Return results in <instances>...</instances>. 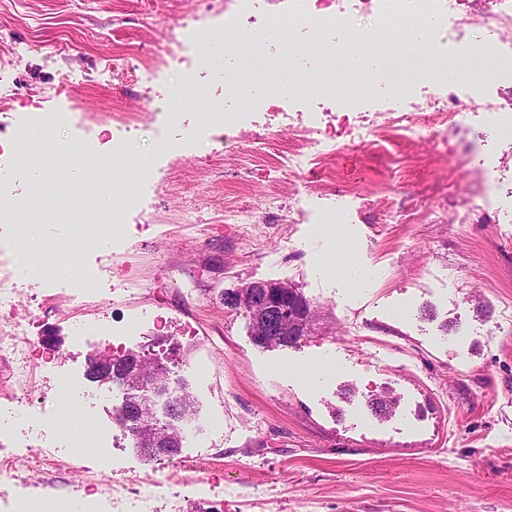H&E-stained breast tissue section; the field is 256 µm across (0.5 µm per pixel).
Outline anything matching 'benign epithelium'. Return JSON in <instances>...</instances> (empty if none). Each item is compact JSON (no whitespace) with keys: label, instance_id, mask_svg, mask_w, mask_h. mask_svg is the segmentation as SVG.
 <instances>
[{"label":"benign epithelium","instance_id":"1","mask_svg":"<svg viewBox=\"0 0 512 512\" xmlns=\"http://www.w3.org/2000/svg\"><path fill=\"white\" fill-rule=\"evenodd\" d=\"M236 307L250 318V324L260 323L274 334L288 331L292 335H305L310 332V317L294 306H283L274 299L270 287L264 284H250L240 291ZM125 370L126 396L117 409L116 419L122 425L135 422L141 431L140 451L147 456H169L175 431L169 426L154 423L155 414L145 413L154 405V398H165V412L172 421L181 420L180 404L173 398L168 370L163 365L149 360L146 355L126 352L119 357L97 353L89 359V375L104 382L112 381V370L122 365Z\"/></svg>","mask_w":512,"mask_h":512}]
</instances>
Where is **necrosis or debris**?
Listing matches in <instances>:
<instances>
[{
	"label": "necrosis or debris",
	"instance_id": "obj_1",
	"mask_svg": "<svg viewBox=\"0 0 512 512\" xmlns=\"http://www.w3.org/2000/svg\"><path fill=\"white\" fill-rule=\"evenodd\" d=\"M211 18L216 19V26L231 40L275 50L290 43L303 56L314 57L319 62L334 56L335 47L344 36L362 45L374 42L377 32L382 31L401 42L428 36L441 27L446 40L456 41L466 30L473 29L477 32L476 43L492 46L493 60L504 70L512 71V0H195L191 21L183 24L181 36L164 40L155 63L137 65L125 58L112 62L113 79L132 86L153 78L158 68L174 72L165 96L148 107L150 118L173 114L187 96L193 95L197 74L214 67L216 48L211 31L216 26H208ZM227 76V84L206 89L203 126L187 139L155 136L150 150L135 164L111 168V178L80 185H66L60 166L40 168V180L32 187L29 197L15 199L12 207L5 208L1 202L9 198L12 163L27 156L36 134L62 125L66 116L64 110H45L38 106L21 113L11 134L0 137V223H9L11 212L34 208L43 191L60 187L67 196L90 202L92 227L85 241L91 246H104L110 240L108 228L123 223L126 208L142 200L146 176L164 170L166 162H179L189 152L203 147L208 131L228 130L246 123L258 112L274 117L302 113L328 92L335 96L336 109L340 112H359L367 104H378L381 120L364 126L362 137L376 138L386 126L401 130L408 142L439 140L447 137L453 128L450 118L455 104L449 100L447 89L456 88L469 99L483 89L477 70L469 67L449 73L439 68L404 71L386 65L373 75L366 89L336 83L287 86L268 73L258 84L237 70L228 71ZM229 89L243 93L244 108L226 104L224 96ZM298 137L296 148L282 157L281 169L292 177L311 174L312 189H319L321 183L314 177L318 160L332 158L343 150L336 139V128L312 124L301 130ZM31 276L49 285L64 284L67 300L77 307L101 293L96 279L31 258L14 269L0 267V310L13 307L22 285ZM29 328V323L14 322L8 331L0 334V357L8 359L0 386L8 388L13 401L12 407L0 413V422L8 428L14 427L19 407L32 408L39 402L33 392L38 364L27 348ZM76 443L78 447L92 449L97 464L96 470L90 471L86 478L97 495L84 500L83 512H126L129 503L120 482L112 480L104 486L98 479L99 474L115 464L111 434L98 429L81 433ZM1 499L26 503L29 512H71L72 509L67 500L46 504L33 498L26 484L16 476L12 460L6 457L0 458Z\"/></svg>",
	"mask_w": 512,
	"mask_h": 512
}]
</instances>
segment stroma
Returning <instances> with one entry per match:
<instances>
[{
    "label": "stroma",
    "mask_w": 512,
    "mask_h": 512,
    "mask_svg": "<svg viewBox=\"0 0 512 512\" xmlns=\"http://www.w3.org/2000/svg\"><path fill=\"white\" fill-rule=\"evenodd\" d=\"M191 0H0V37L23 49L7 74L11 100L0 104V133L43 88L62 86L99 153L114 118L126 119L132 154L150 140L136 117L163 82L120 86L112 59L151 58L153 40L177 33ZM72 44L56 56L60 40ZM344 143L322 194L285 177L279 155L295 144L282 134L273 155L224 152L183 161L168 181L130 207L119 230L122 248L82 243L84 227L35 220L0 223V261H21L20 245L44 258L96 274L108 295L85 316L121 325L139 318L143 343L166 346L160 360L185 383L197 414L173 457L149 458L128 441L122 449L128 486L158 469L173 485L193 478L212 489L193 512H512V82L490 81L469 101L467 116L443 142L400 141L375 154L352 137L356 112L329 115ZM211 199L209 224L180 223L200 183ZM277 194L288 224H228L224 205H265ZM471 205L467 223L451 222ZM339 208L335 229L318 221ZM435 211L428 222L411 213ZM350 252L337 255L336 240ZM253 282L299 288L316 310L314 330L298 344L263 348L246 314L225 307L224 294ZM60 290L29 282L13 316L51 313L43 329L56 359L38 371L35 392L45 409L21 416L0 434L31 492L51 500L84 493L87 455L72 445L78 424L113 415L125 389L88 375L96 339L72 347L76 315ZM207 366L199 376L197 366ZM76 376L82 402L56 394L57 375ZM351 399H344L345 391ZM393 393L384 416L367 406ZM59 448L71 468L66 489L50 485L30 460Z\"/></svg>",
    "instance_id": "stroma-1"
}]
</instances>
